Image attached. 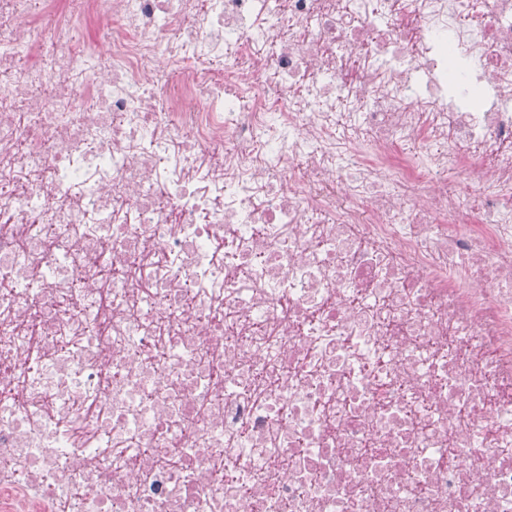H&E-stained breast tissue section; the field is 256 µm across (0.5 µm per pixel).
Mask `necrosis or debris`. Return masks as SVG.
Masks as SVG:
<instances>
[{"mask_svg": "<svg viewBox=\"0 0 512 512\" xmlns=\"http://www.w3.org/2000/svg\"><path fill=\"white\" fill-rule=\"evenodd\" d=\"M0 72V512H512V0H0Z\"/></svg>", "mask_w": 512, "mask_h": 512, "instance_id": "1", "label": "necrosis or debris"}]
</instances>
